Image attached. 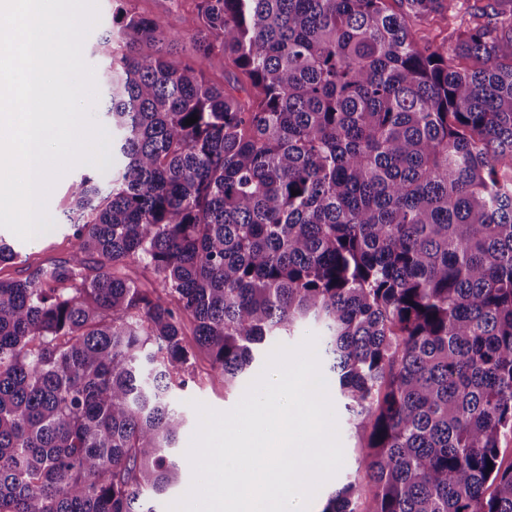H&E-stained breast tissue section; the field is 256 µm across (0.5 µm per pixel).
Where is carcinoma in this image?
<instances>
[{
  "label": "carcinoma",
  "instance_id": "obj_1",
  "mask_svg": "<svg viewBox=\"0 0 512 512\" xmlns=\"http://www.w3.org/2000/svg\"><path fill=\"white\" fill-rule=\"evenodd\" d=\"M115 2L83 44L112 182L71 184L69 260L0 278V512H156L177 379L241 387L306 324L369 479L321 512H512V0L449 46L419 31L460 0H188L189 36Z\"/></svg>",
  "mask_w": 512,
  "mask_h": 512
}]
</instances>
